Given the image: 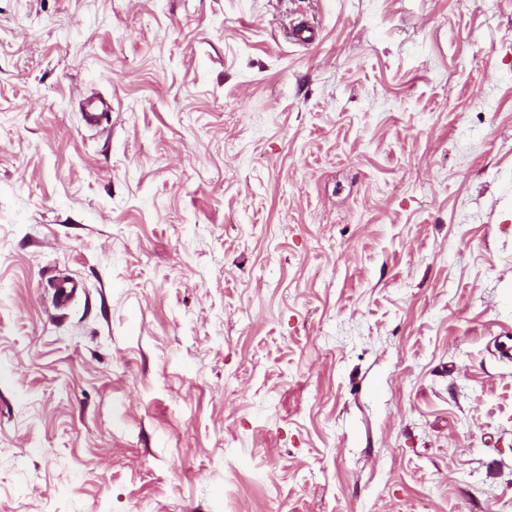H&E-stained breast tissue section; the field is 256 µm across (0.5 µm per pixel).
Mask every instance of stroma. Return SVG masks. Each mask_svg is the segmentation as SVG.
<instances>
[{
    "label": "stroma",
    "mask_w": 512,
    "mask_h": 512,
    "mask_svg": "<svg viewBox=\"0 0 512 512\" xmlns=\"http://www.w3.org/2000/svg\"><path fill=\"white\" fill-rule=\"evenodd\" d=\"M511 329L512 0H0V512H512Z\"/></svg>",
    "instance_id": "1"
}]
</instances>
